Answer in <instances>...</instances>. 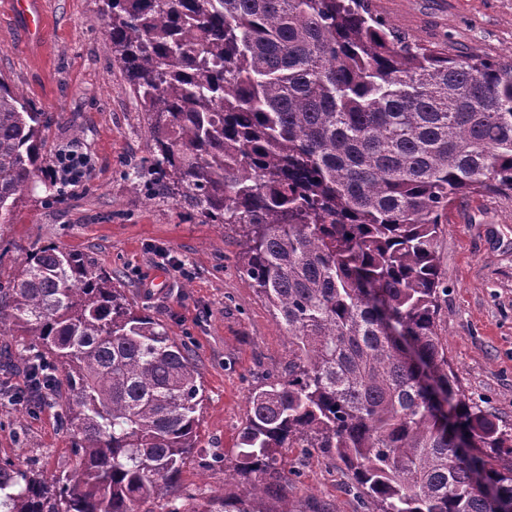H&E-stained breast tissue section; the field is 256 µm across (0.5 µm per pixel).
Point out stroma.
Returning a JSON list of instances; mask_svg holds the SVG:
<instances>
[{"mask_svg": "<svg viewBox=\"0 0 512 512\" xmlns=\"http://www.w3.org/2000/svg\"><path fill=\"white\" fill-rule=\"evenodd\" d=\"M42 29L14 0H0V77L52 116L43 169L57 149L77 145L89 168L81 182L57 190L46 176L8 223L0 224V285L30 251L57 246L94 257L119 279L128 298L193 350L202 374L199 446L177 491L224 490L213 453H233L259 378L288 359V339L272 308L238 271V248L223 226L204 223L179 199L154 194L144 164L147 121L112 52L96 0H37ZM407 38L512 63V0H370ZM448 293L440 327L461 394L512 423V193L458 197L436 244ZM170 256L160 264L158 252ZM23 342L0 335V459L43 472L74 469L73 439L58 407L8 398L25 389ZM288 500L360 512L349 478L335 460L292 448Z\"/></svg>", "mask_w": 512, "mask_h": 512, "instance_id": "35a3bbf8", "label": "stroma"}]
</instances>
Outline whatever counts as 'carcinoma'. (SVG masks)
<instances>
[{
  "instance_id": "obj_1",
  "label": "carcinoma",
  "mask_w": 512,
  "mask_h": 512,
  "mask_svg": "<svg viewBox=\"0 0 512 512\" xmlns=\"http://www.w3.org/2000/svg\"><path fill=\"white\" fill-rule=\"evenodd\" d=\"M151 134L154 182L235 232L288 362L248 397L244 497L167 512H296L284 451L334 457L366 512H512V427L461 396L440 334L439 225L512 191V64L402 37L369 0H98ZM49 119L0 78V223L43 172ZM32 402L63 372L79 467L0 462V512H147L197 448L188 344L82 252L40 248L0 287Z\"/></svg>"
}]
</instances>
